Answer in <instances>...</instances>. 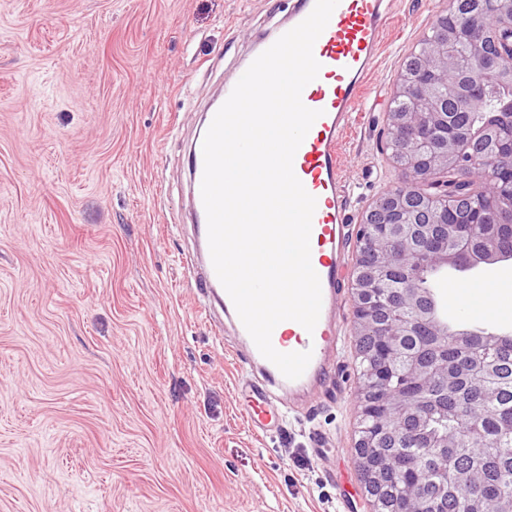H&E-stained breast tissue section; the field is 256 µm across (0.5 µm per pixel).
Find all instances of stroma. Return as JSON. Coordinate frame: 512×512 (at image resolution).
I'll return each instance as SVG.
<instances>
[{"label": "stroma", "mask_w": 512, "mask_h": 512, "mask_svg": "<svg viewBox=\"0 0 512 512\" xmlns=\"http://www.w3.org/2000/svg\"><path fill=\"white\" fill-rule=\"evenodd\" d=\"M295 0H0V512H373L351 295L310 411L237 409L231 330L190 281L186 143ZM448 0H395L342 144L345 271L406 54Z\"/></svg>", "instance_id": "stroma-1"}]
</instances>
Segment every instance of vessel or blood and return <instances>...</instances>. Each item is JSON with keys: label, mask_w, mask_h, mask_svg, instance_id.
I'll return each instance as SVG.
<instances>
[{"label": "vessel or blood", "mask_w": 512, "mask_h": 512, "mask_svg": "<svg viewBox=\"0 0 512 512\" xmlns=\"http://www.w3.org/2000/svg\"><path fill=\"white\" fill-rule=\"evenodd\" d=\"M390 0H339L330 20L317 39L313 53L320 63L322 78L311 84L305 105L319 111L303 143L298 148L293 169L306 191L315 197L311 236L318 252L311 265L318 274L322 290V306L314 331L295 321L277 325L272 344L280 352L311 351L312 359L302 376L287 379L280 370L262 356L238 317L232 300H225L224 310L235 336L245 344L251 363L259 366L262 376L244 378L238 383L240 411L252 431L268 434L283 413L275 402L276 393L298 394L322 379L337 347L339 299L343 288L344 249L349 216L344 194L341 146L349 129V120L360 102L361 92L379 52L389 20ZM315 0H298L287 23L277 26L262 38L257 51L268 49L289 28L302 22L313 10ZM190 182L195 190L194 210L200 240H207L208 227L202 196L199 192L204 171L201 139H194L188 164ZM220 281L210 254L198 263L194 286L199 295L209 299Z\"/></svg>", "instance_id": "b4317fda"}]
</instances>
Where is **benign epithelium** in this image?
I'll return each instance as SVG.
<instances>
[{"instance_id":"benign-epithelium-1","label":"benign epithelium","mask_w":512,"mask_h":512,"mask_svg":"<svg viewBox=\"0 0 512 512\" xmlns=\"http://www.w3.org/2000/svg\"><path fill=\"white\" fill-rule=\"evenodd\" d=\"M497 37V59L484 62L486 44L475 28L466 29V43L470 56L478 67L470 75L466 95H461L459 65L456 56L448 51V36L434 43L429 51V61L416 76L405 77L396 95L412 102L410 111L403 113L400 122L406 126L427 124L429 130H443L432 145L420 139L404 141L402 151L409 159L403 168V190L386 192L366 210L362 229L378 227L377 236L362 245L351 275L355 336L366 335L376 317L375 291L395 273H404L413 280L424 279L435 273L485 272L492 266L512 259V250L501 246L497 238L483 235L477 242H468L455 253L448 252V239H460L464 230L459 224H443L438 219L442 207L454 205L456 196L442 189L427 194L422 205L415 207L405 198V191L416 190L415 184L435 177V170L453 165L464 171L469 179L484 183V193L495 202V212L503 224L512 223V195L504 197L497 188L484 178L480 159L486 156L488 142L477 143L470 137L449 131L452 113L447 111L450 102L462 107L478 104L486 86L506 75L504 64H512V0H498V18L494 25ZM401 307L415 311L412 318H392L378 336L384 348L387 366L398 371L407 343L414 336H426L433 350L429 354H417L406 365L403 378L407 386L395 390L385 379L377 383H364L360 393L362 411L377 415L378 429L364 431L356 448L367 449V455L379 456L387 466L397 456L385 451L401 437L394 422H400L408 433L418 432L424 416V408L414 399V390L430 383H437L448 392H457L464 384L473 383L472 371L448 361L442 353L447 348L448 335L460 346H468L483 337L481 330L469 324L448 332L447 307L426 288H405L398 293ZM470 448L473 458L483 456V433L473 427L465 438L454 435L428 445V455L445 464L448 449ZM459 480L468 486L470 495L462 512H475L479 502L490 494V484L481 479L480 470L471 468L459 474ZM448 498V478L431 483L428 474L415 469V479L408 487L407 512H435L434 503Z\"/></svg>"}]
</instances>
